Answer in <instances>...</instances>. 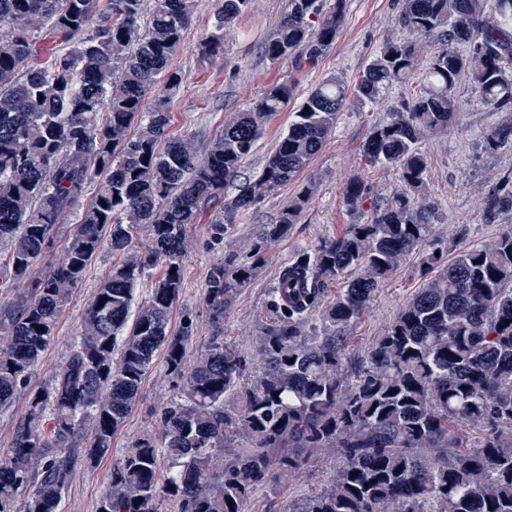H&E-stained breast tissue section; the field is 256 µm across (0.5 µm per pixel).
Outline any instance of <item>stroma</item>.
Returning <instances> with one entry per match:
<instances>
[{
  "mask_svg": "<svg viewBox=\"0 0 512 512\" xmlns=\"http://www.w3.org/2000/svg\"><path fill=\"white\" fill-rule=\"evenodd\" d=\"M284 5L285 0H251L236 25L225 30L223 51L217 56L205 57L199 51V41L211 26L216 0H197L195 12L172 60L182 83L168 106L170 135L191 136L198 150L206 151L223 128L225 118L245 108L267 87L291 82L302 97L331 73L342 76L347 83H354L379 46L388 37L401 33L397 17L402 0H347L344 20L333 46L315 67L295 70L285 63L270 62L262 53L264 42L283 16ZM417 91V84L409 82L394 87L375 104L345 108L331 138L299 176L262 206L237 216L229 225L227 240L252 239L259 225L273 223L303 185L313 187L309 205L287 237L269 247L265 265L242 289L224 323L225 337L248 362L256 360L255 341L269 319V290L284 263L298 249L315 247L324 238L343 233L347 225L370 222L371 207L352 212L344 206L342 188L346 181L364 176L378 195L397 188L395 171L366 169L361 149L372 126L386 120L394 107L412 98ZM456 95L462 120L451 129L431 135L426 142L427 191L439 207L429 234L451 257L461 248L484 245L512 229V211L501 213L491 224L483 221L481 213L485 193L512 178V147L492 151L486 148L484 141L487 131L506 120L507 115L472 95L468 80L459 82ZM291 119V112L285 111L268 121L256 151L243 162L238 177L225 186V197H233L240 186L259 175L265 156L287 131ZM187 233L194 247L184 262L185 287L172 320L177 323L184 312L195 313L198 336L203 339L211 334L203 301L205 280L210 265L223 259L224 247L212 244L208 221L189 225ZM115 262V256L105 252L88 268L83 282L59 315L55 338L41 364L31 373L30 386L47 382L53 369L68 354L89 299ZM422 284L423 277L415 261H404L382 284L365 313L349 328L355 352H362L383 335L400 307ZM173 394L170 377L162 368H154L143 383L136 409L112 439L111 456L93 462L82 456L77 458L64 495L65 512H97L115 458L154 428V410ZM341 464V458L332 453L320 454L298 475L280 478L273 489L258 491L248 504V512H286L289 503L323 490Z\"/></svg>",
  "mask_w": 512,
  "mask_h": 512,
  "instance_id": "stroma-1",
  "label": "stroma"
}]
</instances>
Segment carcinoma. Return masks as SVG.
I'll return each mask as SVG.
<instances>
[{
    "label": "carcinoma",
    "mask_w": 512,
    "mask_h": 512,
    "mask_svg": "<svg viewBox=\"0 0 512 512\" xmlns=\"http://www.w3.org/2000/svg\"><path fill=\"white\" fill-rule=\"evenodd\" d=\"M251 0H218L204 56ZM347 0H285L263 44L272 62L318 64L336 41ZM195 0H0V243L15 302L0 317V407L21 392L26 418L0 453V512H64L73 461L112 455V436L136 408L163 356L177 392L112 465L98 512H246L276 474L298 473L330 451L342 459L331 483L289 512H512V231L452 260L425 242L437 203L424 195L428 137L459 123L455 90L512 112V0H403L398 25L354 85L330 75L312 88L260 174L233 198L224 187L257 148L264 125L288 109L292 83H277L224 121L207 152L171 137L168 103L181 77L171 62ZM436 50L421 63L427 42ZM421 72L411 101L374 125L363 145L369 168L396 171L399 188L371 196L363 177L343 187L352 211L370 202L368 224L302 249L282 266L271 317L255 353L258 370L224 341V320L287 236L311 198L304 188L273 224L208 271L204 303L213 333L193 360L188 314L171 331L194 247L186 228L213 213L212 239L294 180L326 144L340 112L377 103ZM487 147H512V120ZM98 184L81 203L88 184ZM486 222L512 211V189L482 203ZM77 216L63 258L40 276L52 230ZM121 255L89 300L69 353L48 382L28 377L53 339L58 315L89 265ZM414 257L425 283L385 334L360 356L347 329L381 285ZM163 276L136 315L134 290L157 265ZM338 281L336 299L321 306ZM41 330H36V327ZM232 400L236 409L224 411ZM167 469L160 470L161 462Z\"/></svg>",
    "instance_id": "carcinoma-1"
}]
</instances>
